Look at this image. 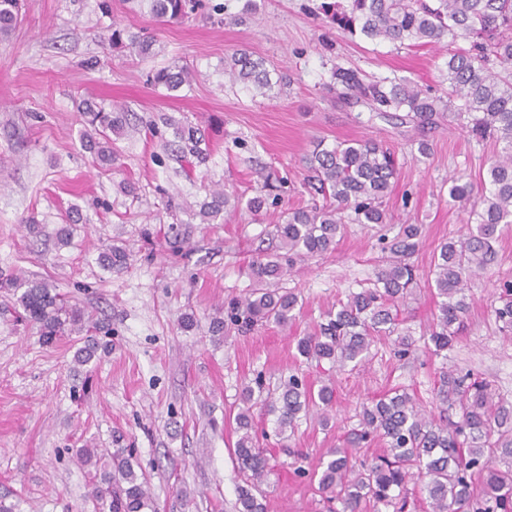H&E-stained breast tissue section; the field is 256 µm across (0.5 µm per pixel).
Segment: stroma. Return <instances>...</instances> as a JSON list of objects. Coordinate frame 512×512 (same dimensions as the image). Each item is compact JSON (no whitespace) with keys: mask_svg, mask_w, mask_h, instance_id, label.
<instances>
[{"mask_svg":"<svg viewBox=\"0 0 512 512\" xmlns=\"http://www.w3.org/2000/svg\"><path fill=\"white\" fill-rule=\"evenodd\" d=\"M203 2L189 19L161 24L139 0H22L19 23L0 34V274L51 281L112 331L111 349L78 364L75 336L44 343L0 290V494L19 495L20 512H96L80 448L131 449L158 512H237L229 415L244 386L288 373L316 387L335 379L337 416L326 428L304 418L289 438L270 437L277 467L268 512H327L313 471L356 425L360 405L397 386L420 405L432 400L443 363L424 350L398 358L380 344L365 366L330 376L298 359L296 338L373 280L387 226L422 225L412 262L423 281L439 245L466 234L472 204L450 198L448 179L478 182L494 141L445 120L421 129L381 117L340 99L331 79L339 65L439 94L448 47L350 34L317 15L321 0H257L247 14L244 0ZM116 24L152 36L155 57L113 48ZM237 50L286 73L288 86L268 98L231 85L224 58ZM182 65L195 73L191 86L150 83L155 70ZM87 98L144 121L190 120L212 149L190 169L165 150L170 129L141 127L116 140L117 162L101 169L80 143L78 106ZM367 138L398 162L387 225L347 224L334 250L295 261L282 282L302 304L293 327L211 335L213 318L252 288L250 261L277 251L282 212L322 203L306 181L307 154L320 141ZM125 182L134 192L122 190ZM219 188L245 198L263 188L277 203L263 216L242 206L202 222L199 205ZM72 210L81 221L63 243L57 231ZM32 216L35 234L24 228ZM112 246L129 260L109 271L100 257ZM494 248V264L468 283L467 328L444 364L486 379L512 402V336L493 313L500 282L512 281V227ZM189 315L191 330L183 327ZM291 448L306 454L305 474L295 473Z\"/></svg>","mask_w":512,"mask_h":512,"instance_id":"1","label":"stroma"}]
</instances>
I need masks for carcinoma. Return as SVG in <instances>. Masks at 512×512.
<instances>
[{
  "label": "carcinoma",
  "instance_id": "1",
  "mask_svg": "<svg viewBox=\"0 0 512 512\" xmlns=\"http://www.w3.org/2000/svg\"><path fill=\"white\" fill-rule=\"evenodd\" d=\"M157 22H181L201 0H146ZM324 14L340 28L364 37L391 43L407 41L440 43L446 39L466 40L467 50L458 51L445 62L448 88L441 95L423 91L408 81L385 78L365 81L358 72L334 68V83L340 96L351 104H363L382 115L405 111L419 127L444 118V98L460 101L454 116L467 119L470 132L491 137L500 144L471 213L477 224L466 237L440 245L433 256L427 282L436 299L437 312L425 327L424 347L435 357L448 359L458 341L469 309L467 279L487 269L495 258L493 243L502 226L512 225V0H347L326 3ZM19 18V0H0V33L11 32ZM109 41L146 59L153 55L154 39L112 25ZM224 74L246 91L256 90L272 97L287 84V75H272L264 61L247 52L224 59ZM191 71L163 68L152 82L169 90L191 84ZM85 131L82 145L101 168L112 167L116 152L112 137L132 128L123 106L107 109L93 101L80 104ZM173 130L166 143L173 155L189 164L206 160L210 145L201 129L187 120L163 119ZM316 191L334 203L322 207L293 209L277 222L276 233L288 259L315 256L336 246L345 230L344 210L354 213L357 224H384V198L397 177L394 154L379 143L366 140L338 141L330 147L319 143L306 158ZM473 184L452 180L450 197L457 201L473 196ZM240 198L215 191L202 204L205 221L236 208ZM419 224H402L392 237H381V264L372 286L351 291L346 300L324 316V321L304 331L297 339L299 356L318 364L326 360L338 370L355 369L368 359L371 348L387 339L394 353L405 357L415 347L404 323L402 307L418 287L410 258L421 240ZM128 259L125 250L111 247L102 256L107 269L120 267ZM293 268L279 254L252 261L250 274L255 286L230 314L231 324H273L288 329L296 321L298 295L276 284ZM0 288L16 295L22 321L39 326L43 341L53 343L63 335L85 337L77 361L88 363L98 342L97 327L86 321L83 311L68 303L45 281L19 277L0 279ZM496 321L505 334H512V281L497 292ZM336 403L333 384L319 388L297 374L278 379L273 386L256 380L242 388L235 415V444L242 484L237 487L238 512H266L262 485L273 472L258 432L253 408H265L276 416L277 437L295 432L299 414L314 407L319 422L328 425ZM435 414L418 408L411 395L393 389L381 398L364 403L358 424L346 431L342 444L330 448L319 464V491L335 507L331 512H406L408 484L420 485L429 508L425 512H512V404L500 398L491 384L469 372L461 374L446 367L438 371L433 399ZM378 442L381 453L370 461L360 460L355 450ZM77 459L95 469L92 496L102 512H155L143 473L135 470L131 455L118 448L104 459L94 448H80Z\"/></svg>",
  "mask_w": 512,
  "mask_h": 512
}]
</instances>
